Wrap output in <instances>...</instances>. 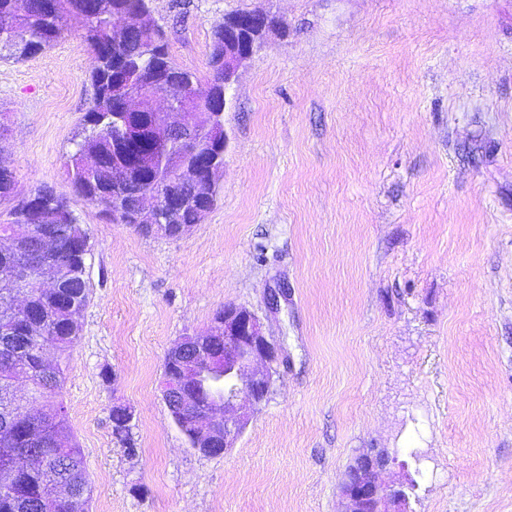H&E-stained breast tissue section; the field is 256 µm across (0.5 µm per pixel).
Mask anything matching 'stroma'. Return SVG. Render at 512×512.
Wrapping results in <instances>:
<instances>
[{
	"label": "stroma",
	"mask_w": 512,
	"mask_h": 512,
	"mask_svg": "<svg viewBox=\"0 0 512 512\" xmlns=\"http://www.w3.org/2000/svg\"><path fill=\"white\" fill-rule=\"evenodd\" d=\"M255 8L279 26L238 69L217 201L178 238L74 192L94 65L76 32L0 61L18 192L53 187L89 232L61 397L90 512H339L368 448L394 457L379 479L408 512H512V0H152L202 79L213 26ZM227 304L284 361L234 448L206 457L160 380L166 351ZM116 405L136 455L112 435Z\"/></svg>",
	"instance_id": "stroma-1"
}]
</instances>
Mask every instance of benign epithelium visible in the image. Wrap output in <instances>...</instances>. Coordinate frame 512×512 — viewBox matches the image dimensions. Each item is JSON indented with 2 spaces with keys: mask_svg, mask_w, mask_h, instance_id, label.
<instances>
[{
  "mask_svg": "<svg viewBox=\"0 0 512 512\" xmlns=\"http://www.w3.org/2000/svg\"><path fill=\"white\" fill-rule=\"evenodd\" d=\"M265 10L236 11L224 15V32L231 35L262 38L269 31L259 27ZM255 43H250L227 57L224 69V104H229L232 77L241 61L250 57ZM177 88L150 93L152 101L162 98L165 110L154 112L151 131L166 135L170 129L188 125L189 111L175 107ZM176 349L183 359L174 376L162 381V397L170 414L191 409L190 391L208 385L203 412L191 420L193 443L198 452L220 456L234 447L251 414L240 411L237 401L246 396L253 409H258L271 391L272 364L280 358V348L263 331L259 317L251 310L236 305L224 307V320L209 331L180 338ZM384 469L374 455L363 452L347 467L342 488L341 512H407L406 495L400 488L384 485L378 474Z\"/></svg>",
  "mask_w": 512,
  "mask_h": 512,
  "instance_id": "obj_1",
  "label": "benign epithelium"
}]
</instances>
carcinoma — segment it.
Masks as SVG:
<instances>
[{
    "instance_id": "1",
    "label": "carcinoma",
    "mask_w": 512,
    "mask_h": 512,
    "mask_svg": "<svg viewBox=\"0 0 512 512\" xmlns=\"http://www.w3.org/2000/svg\"><path fill=\"white\" fill-rule=\"evenodd\" d=\"M147 12L148 0H0V60L33 57L76 23L95 65L91 106L67 158L75 192L119 221L143 193L180 196V209L158 207V223L176 230L199 223L214 206L216 178L224 167V116L204 110L209 98L224 94V25L212 30L210 79L202 88L195 73L172 60L162 27L114 24L120 17L132 20ZM175 84L182 90L176 107L198 112L193 137L185 141L176 133L154 142L145 135L136 145L135 161L112 160V141L124 136L127 121L118 104L139 95L138 111L151 112L144 88ZM197 143L213 153L215 169L188 183L181 169ZM89 155L101 159L95 170L87 167ZM6 199L16 204L9 219L0 222V512H89L92 485L83 451L64 403L53 400L67 380L69 355L80 339L77 317L89 299L88 229L67 198L50 187L18 195L14 171L0 159V200ZM18 224L28 225L27 233L17 234ZM45 226L51 273L22 287L12 279L13 269L31 259L35 238ZM55 278L63 287H52ZM39 340L55 351L54 361L26 349ZM20 375L28 381L23 396L14 390ZM112 435L129 453L136 452L131 428L118 416L113 417Z\"/></svg>"
}]
</instances>
